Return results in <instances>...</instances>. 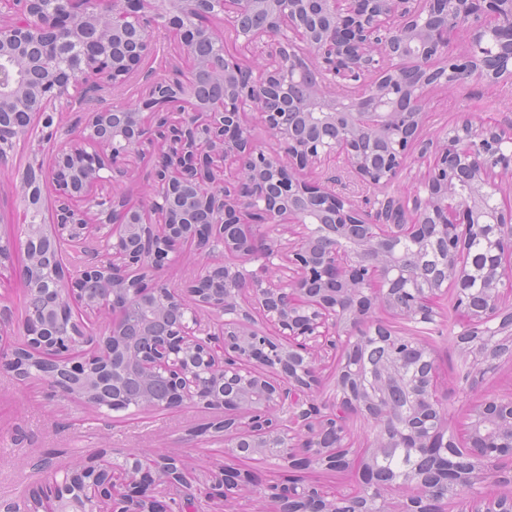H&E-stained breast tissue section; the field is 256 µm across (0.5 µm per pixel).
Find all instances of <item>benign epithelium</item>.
<instances>
[{
	"label": "benign epithelium",
	"instance_id": "benign-epithelium-1",
	"mask_svg": "<svg viewBox=\"0 0 512 512\" xmlns=\"http://www.w3.org/2000/svg\"><path fill=\"white\" fill-rule=\"evenodd\" d=\"M0 57L37 69L35 89L3 81L5 99L29 107L39 123L0 116V144L26 143L28 160L12 170L14 201L26 216L21 341L0 320V369L19 384L44 381L69 401L114 411L174 412L196 407L224 422V467L200 478L169 456L99 454L52 475L26 512H175L237 491L259 494L277 512H343L358 497L369 512H404L395 491L425 512H512V497L490 495L512 468L483 426L512 432V393L489 396L469 414L467 477L443 500L448 462L431 423L447 424L448 395L437 392L438 355L418 339L374 379L404 372L405 357L431 364L417 406L400 430L398 413L363 389L341 361L364 337L387 327L377 312L406 321L433 319L434 299L453 289L471 326L494 325L495 348L512 342V210L493 208L496 170L512 169V147L496 123L465 114L432 138H419L432 86L512 84V0H7ZM262 11L261 27L245 23ZM466 46L454 47L459 30ZM176 46L177 61L164 53ZM210 42L213 61L195 52ZM262 60L257 70L226 56L224 41ZM150 60L156 66L145 67ZM208 68L224 96L202 98L197 73ZM137 86L133 101L112 95L94 109L81 102L105 87ZM256 124L243 119L245 108ZM84 115L73 138L59 115ZM155 156L146 206L126 203L123 180L137 160ZM426 163L422 191L385 194L375 211L336 191L329 172L345 170L370 186L393 183L411 162ZM472 194L448 191L459 179ZM448 254L444 286L418 292L408 306L395 295L394 245L420 240L426 225ZM474 231L490 239L494 261L479 270L461 259ZM190 244L224 259L198 264L184 284L159 279ZM374 258L362 260L365 249ZM478 280L483 304L467 303L463 284ZM102 318L94 326L72 307ZM138 307L165 322L129 346L128 313ZM340 361L334 378L326 364ZM162 379L168 395L132 401L116 378L127 366ZM369 416L371 450L354 447L351 422ZM385 446L436 452L435 482L382 478L331 493L296 479L257 478L234 461L259 455L281 469L363 471Z\"/></svg>",
	"mask_w": 512,
	"mask_h": 512
}]
</instances>
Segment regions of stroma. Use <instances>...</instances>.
I'll return each mask as SVG.
<instances>
[{
	"instance_id": "stroma-1",
	"label": "stroma",
	"mask_w": 512,
	"mask_h": 512,
	"mask_svg": "<svg viewBox=\"0 0 512 512\" xmlns=\"http://www.w3.org/2000/svg\"><path fill=\"white\" fill-rule=\"evenodd\" d=\"M426 110L422 134L428 138L464 113L482 119L512 120V86L471 82L460 89L438 87L430 91ZM26 160L27 147L19 143L7 166L0 168V231L13 236L15 247V268L8 273L10 291L6 301L8 318L14 326L21 317L24 285L19 269L25 256L24 239L17 234L23 214L13 206L11 172ZM439 305L444 315L432 324L417 326L387 313L382 319L402 335L423 337L437 347L438 388L448 395L450 431L462 444L472 405L487 395L512 391V360L485 375L473 392L463 393L456 372L461 354L454 337L466 329L468 322L455 313L452 298L440 300ZM207 420V413L196 408L175 417L109 412L63 400L44 383L22 386L0 373V505L21 503L31 488L44 486L48 481L47 465L72 464L99 448L116 455L132 450L147 455L164 453L192 466L197 473H205L224 462L223 440L192 435L193 429Z\"/></svg>"
}]
</instances>
